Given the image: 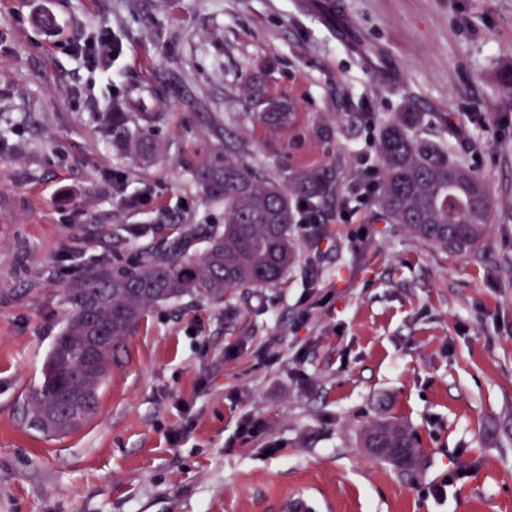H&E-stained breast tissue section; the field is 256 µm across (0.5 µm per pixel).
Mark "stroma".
Instances as JSON below:
<instances>
[{"mask_svg":"<svg viewBox=\"0 0 512 512\" xmlns=\"http://www.w3.org/2000/svg\"><path fill=\"white\" fill-rule=\"evenodd\" d=\"M37 6L54 34L29 25ZM104 35L112 55L89 59ZM158 82L157 155L120 150L103 113ZM272 103L286 127L260 121ZM409 104L489 188L470 254L339 204ZM228 142L280 182L335 186L319 226H295L296 263L219 305L151 309L85 426L32 427L69 289L223 223L197 177ZM385 420L414 435L415 470L363 448ZM295 495L512 512V0H0V512H283Z\"/></svg>","mask_w":512,"mask_h":512,"instance_id":"1","label":"stroma"}]
</instances>
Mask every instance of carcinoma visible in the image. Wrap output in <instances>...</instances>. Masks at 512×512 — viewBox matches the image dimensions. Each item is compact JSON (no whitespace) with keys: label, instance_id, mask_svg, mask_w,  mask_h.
Here are the masks:
<instances>
[{"label":"carcinoma","instance_id":"1","mask_svg":"<svg viewBox=\"0 0 512 512\" xmlns=\"http://www.w3.org/2000/svg\"><path fill=\"white\" fill-rule=\"evenodd\" d=\"M104 127L141 131L162 122L157 112L128 111L122 99L103 116ZM421 115L400 112L380 130V176L375 187L376 221L401 224L416 239L445 253L465 255L480 246L490 221L491 200L484 181L465 161L420 131ZM137 156L156 153L141 134L123 141ZM207 197L224 202V226L214 227L196 257L185 256L183 236L149 252L134 269H100L70 289L75 305L47 356L43 380L32 400V423L45 433L81 428L96 413L99 390L114 348L153 306L186 297L214 305L238 288L277 284L294 264L292 227L301 204L317 223L321 204L333 195L324 177L311 174L289 190L248 159L219 157L198 174ZM366 448H414L411 434L397 422L364 430Z\"/></svg>","mask_w":512,"mask_h":512}]
</instances>
